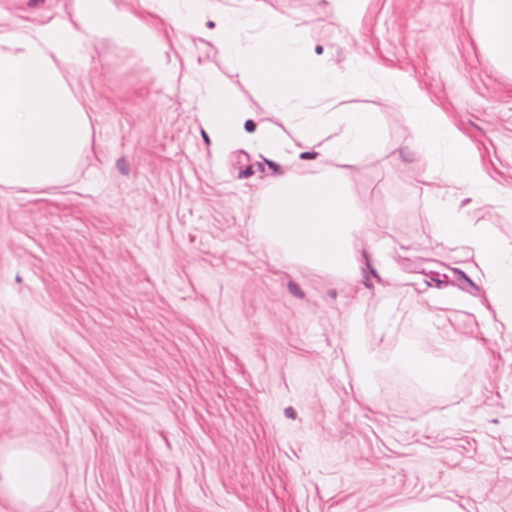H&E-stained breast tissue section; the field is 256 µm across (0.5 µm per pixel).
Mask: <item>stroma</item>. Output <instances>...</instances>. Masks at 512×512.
<instances>
[{
	"label": "stroma",
	"mask_w": 512,
	"mask_h": 512,
	"mask_svg": "<svg viewBox=\"0 0 512 512\" xmlns=\"http://www.w3.org/2000/svg\"><path fill=\"white\" fill-rule=\"evenodd\" d=\"M63 2L0 0V27L47 23ZM122 3L163 33L170 84L137 42L99 45L63 73L89 117L88 154L63 184L0 195V455L51 463L39 512H393L431 496L512 512V332L434 230L427 158L401 148L410 102L424 101L512 197V74L480 49L475 0H359L347 25L326 0H266L315 54L377 66L325 99L383 128L346 169L381 263L416 287L388 296L294 267L259 235L279 165L249 134L215 146L204 88L289 140L302 128L223 45ZM461 205L512 244V206L479 188ZM429 293L460 304L425 320ZM388 302L399 319L384 338ZM405 349L448 366L453 387L396 367Z\"/></svg>",
	"instance_id": "stroma-1"
}]
</instances>
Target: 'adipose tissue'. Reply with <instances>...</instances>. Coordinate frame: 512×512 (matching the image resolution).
<instances>
[{
	"mask_svg": "<svg viewBox=\"0 0 512 512\" xmlns=\"http://www.w3.org/2000/svg\"><path fill=\"white\" fill-rule=\"evenodd\" d=\"M151 12L177 31L191 29L198 16H223L226 53L240 61L244 78L261 88L268 107L304 129L292 142L272 127L259 128L261 149L281 171L264 193L258 232L294 266L358 284L373 277L390 285L371 247V218L355 195L344 163L376 143L382 130L369 114L339 112L324 103L328 87H352L374 69L370 58L338 66L336 53L310 52L304 30L271 12L264 0H147ZM477 40L495 65L512 73V0H477L473 16ZM137 41L152 63V77L165 85L173 73L167 44L154 28L125 10L118 0H69L53 21H24L0 29V194L39 189L64 181L83 158L90 141L87 113L77 104L61 69L82 68L102 41ZM407 149L430 157L422 180L440 234L452 235L483 278L492 302L512 320V246L485 229L469 225L458 198L434 193L435 183L467 188L484 184L468 143L441 113L413 101ZM201 112L217 140L232 143L243 133L247 113L212 90ZM453 150V163L444 153ZM50 463L18 448L0 457V492L21 512H38L53 489Z\"/></svg>",
	"mask_w": 512,
	"mask_h": 512,
	"instance_id": "ef3b65f1",
	"label": "adipose tissue"
}]
</instances>
